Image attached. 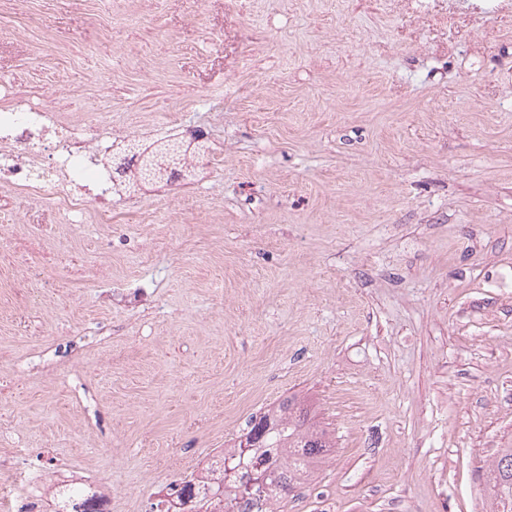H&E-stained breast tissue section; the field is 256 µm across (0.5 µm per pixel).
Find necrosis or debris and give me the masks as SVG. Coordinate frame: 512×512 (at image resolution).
I'll list each match as a JSON object with an SVG mask.
<instances>
[{
    "mask_svg": "<svg viewBox=\"0 0 512 512\" xmlns=\"http://www.w3.org/2000/svg\"><path fill=\"white\" fill-rule=\"evenodd\" d=\"M385 4L410 23L439 33L445 47L469 34L489 40L512 28V0H385ZM131 135L128 128L65 121L24 98L0 97V186L10 194L5 210L17 215L14 223L0 226V271L12 276L20 302H27L33 277L26 248L29 230L42 223L38 212L21 208V201L51 195L55 208L90 214L97 223L111 226L113 173L101 166L98 154L113 140ZM237 460L233 448L211 452L207 466L197 470L191 482L190 502L196 512H223L219 492L228 486ZM35 482L32 476L21 479L10 458L0 459V512H41Z\"/></svg>",
    "mask_w": 512,
    "mask_h": 512,
    "instance_id": "4bbe7bcc",
    "label": "necrosis or debris"
}]
</instances>
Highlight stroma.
<instances>
[{"instance_id": "35a3bbf8", "label": "stroma", "mask_w": 512, "mask_h": 512, "mask_svg": "<svg viewBox=\"0 0 512 512\" xmlns=\"http://www.w3.org/2000/svg\"><path fill=\"white\" fill-rule=\"evenodd\" d=\"M432 39L374 0L0 8V85L152 141L213 133L189 184L122 199L119 232L74 236L58 211L35 228L74 265L38 276L22 313L0 274V453L152 512L297 395L335 446L277 512H498L483 473L512 448V33L488 54Z\"/></svg>"}]
</instances>
